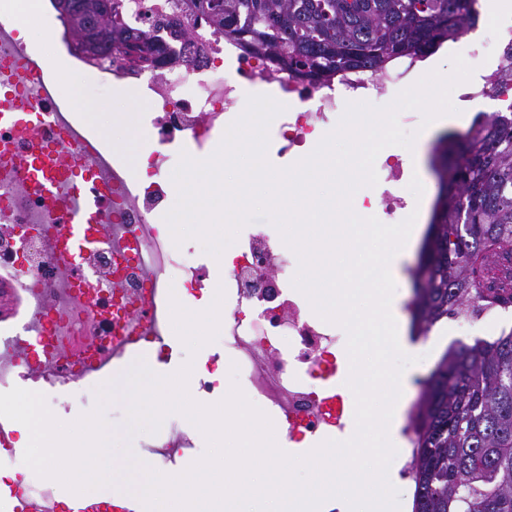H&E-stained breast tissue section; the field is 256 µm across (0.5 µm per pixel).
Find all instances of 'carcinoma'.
Segmentation results:
<instances>
[{"label":"carcinoma","mask_w":512,"mask_h":512,"mask_svg":"<svg viewBox=\"0 0 512 512\" xmlns=\"http://www.w3.org/2000/svg\"><path fill=\"white\" fill-rule=\"evenodd\" d=\"M66 30L84 26L83 52L119 49L158 69L154 39L123 27L113 0H66ZM193 16L277 63L321 82L347 70L379 73L425 58L474 28L469 0H190ZM440 194L412 271V332L448 318L512 306V287L487 267L512 262V110L477 119L437 157ZM410 415L412 512H512V328L445 350L420 382Z\"/></svg>","instance_id":"cac0c4a2"}]
</instances>
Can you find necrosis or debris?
<instances>
[{"instance_id": "necrosis-or-debris-1", "label": "necrosis or debris", "mask_w": 512, "mask_h": 512, "mask_svg": "<svg viewBox=\"0 0 512 512\" xmlns=\"http://www.w3.org/2000/svg\"><path fill=\"white\" fill-rule=\"evenodd\" d=\"M10 2L0 0V28L9 32L0 36V112L19 91L34 97L45 92L62 102L59 78L37 64L15 36L18 20ZM469 7L498 37L489 56L480 43H469L464 60L473 74L458 85L457 101L510 104L512 15H487L483 0H470ZM119 13L130 30L160 42L167 57L160 73L130 68L117 52L99 58L77 51L73 58L95 82L132 87L149 104L154 143L143 156L145 179L127 176L121 161L117 177L86 176L85 187L101 205L86 218L90 235L78 260L57 250L70 217L29 176L27 165L39 162L64 190L71 185L70 170L87 162L84 146L46 112L15 122L0 119V285L14 289L26 312L40 317L35 326L18 321L0 337L1 349L22 342L13 358L0 364V386L18 378L78 389L93 381L104 354L117 363L132 345L163 342L172 325L174 281L192 292L209 280L206 264L176 246L157 222V208L174 186L171 155L189 143L203 148L229 114L243 111V83L276 87L285 99L286 108L276 117L278 153L294 164L324 131L338 126L348 104L393 100L421 63L409 56L376 74L347 71L324 83H303L206 23H195L187 35L156 27L162 18H188L189 0H121ZM374 169L384 176L375 205L389 223H401L408 216L401 188L404 160L383 150ZM298 264L295 252L265 226L240 236L223 280L224 355L244 377L251 398L278 412L282 426L276 440H340L356 429L340 328L307 315V298L293 285Z\"/></svg>"}]
</instances>
